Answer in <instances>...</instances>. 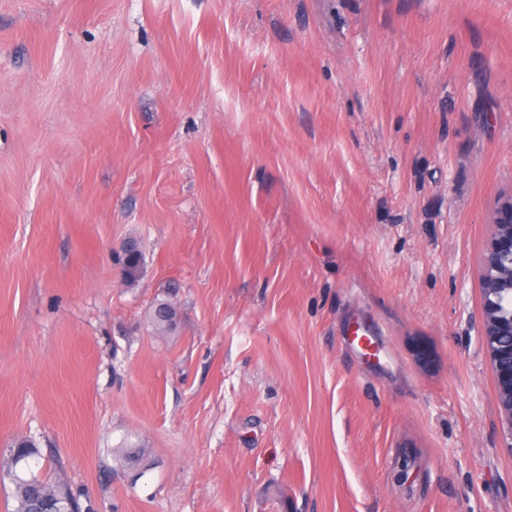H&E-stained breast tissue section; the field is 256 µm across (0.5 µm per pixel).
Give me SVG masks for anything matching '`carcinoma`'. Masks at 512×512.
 I'll list each match as a JSON object with an SVG mask.
<instances>
[{
  "label": "carcinoma",
  "instance_id": "carcinoma-1",
  "mask_svg": "<svg viewBox=\"0 0 512 512\" xmlns=\"http://www.w3.org/2000/svg\"><path fill=\"white\" fill-rule=\"evenodd\" d=\"M492 302L498 315L505 318L511 315L512 283L505 284ZM35 455L34 443L29 439L9 449L10 468L7 477L13 485L12 495L17 502L15 512H78L77 496L72 489L31 470L29 459ZM119 455L123 465L133 470L137 479L151 467L145 448H121Z\"/></svg>",
  "mask_w": 512,
  "mask_h": 512
}]
</instances>
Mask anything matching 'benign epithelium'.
Masks as SVG:
<instances>
[{
	"mask_svg": "<svg viewBox=\"0 0 512 512\" xmlns=\"http://www.w3.org/2000/svg\"><path fill=\"white\" fill-rule=\"evenodd\" d=\"M494 236L482 261V287L486 292L498 287L505 272L498 267V258L512 252V193L492 213ZM482 340L491 369L499 381L498 408L507 423V448L512 450V327H503L491 310H483Z\"/></svg>",
	"mask_w": 512,
	"mask_h": 512,
	"instance_id": "obj_1",
	"label": "benign epithelium"
}]
</instances>
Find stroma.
<instances>
[{"label":"stroma","instance_id":"1","mask_svg":"<svg viewBox=\"0 0 512 512\" xmlns=\"http://www.w3.org/2000/svg\"><path fill=\"white\" fill-rule=\"evenodd\" d=\"M510 193L512 0H0V461L81 512H512ZM491 223L494 224V236L491 239L482 261V287L485 292L497 288L503 276H509L498 267V258L506 252H512V193L504 198L492 213ZM492 269V272H490ZM492 311L484 308L482 320V340L489 355L490 365L493 373L499 381L498 408L500 414L507 423V445L512 452V325L511 328L503 327L497 318L491 316ZM499 336H508L509 348L504 354L503 362L494 363L495 354L492 349V342ZM124 466L134 471V477L138 480L151 467L148 461V452L145 448H117Z\"/></svg>","mask_w":512,"mask_h":512}]
</instances>
